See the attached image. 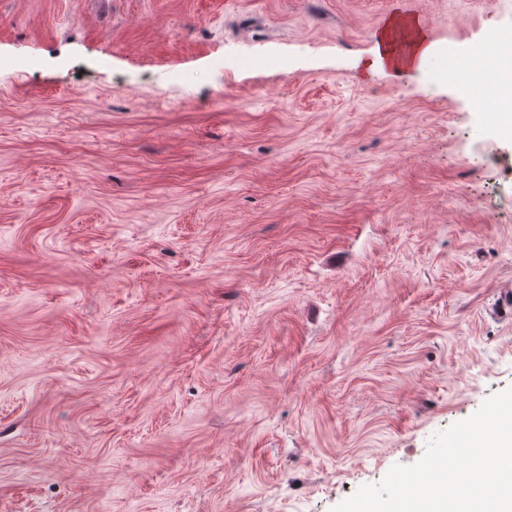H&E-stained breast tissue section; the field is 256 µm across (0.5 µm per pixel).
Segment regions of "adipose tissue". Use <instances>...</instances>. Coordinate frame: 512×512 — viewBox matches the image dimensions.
<instances>
[{"mask_svg": "<svg viewBox=\"0 0 512 512\" xmlns=\"http://www.w3.org/2000/svg\"><path fill=\"white\" fill-rule=\"evenodd\" d=\"M432 49L415 19L392 16L381 31L377 51L365 62L366 70L387 68L406 73L420 68L431 56Z\"/></svg>", "mask_w": 512, "mask_h": 512, "instance_id": "obj_1", "label": "adipose tissue"}]
</instances>
